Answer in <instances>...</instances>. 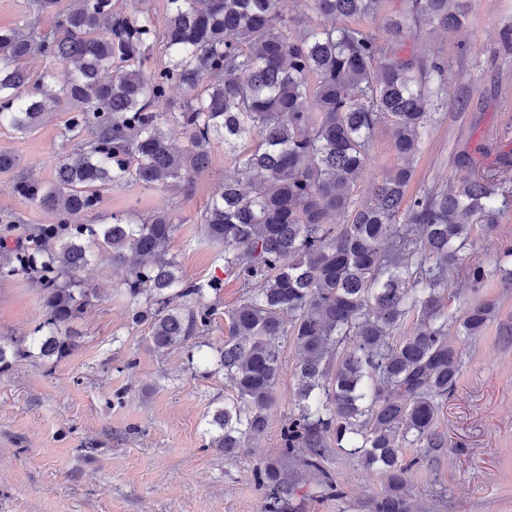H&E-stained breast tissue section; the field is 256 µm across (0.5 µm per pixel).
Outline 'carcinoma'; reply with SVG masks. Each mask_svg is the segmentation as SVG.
<instances>
[{
	"mask_svg": "<svg viewBox=\"0 0 512 512\" xmlns=\"http://www.w3.org/2000/svg\"><path fill=\"white\" fill-rule=\"evenodd\" d=\"M401 2L375 30L364 21L383 0H296L322 18L298 29L285 0H167L159 29L118 0H30L22 21L0 29V126L26 134L48 114L68 112L61 138L71 150L53 180L13 182L15 194L56 221L24 230L0 261L1 279L27 276L41 288L38 357L57 362L76 347L72 324L96 298L80 272L96 248L128 264L132 322L148 326L155 348L205 335L221 285L179 275L166 251L174 215L70 218L126 183L187 195L216 147L234 161L198 220L244 290L225 313L228 336L213 357L236 398L212 416V447L234 457L264 433L282 340L299 356L297 412L282 428L278 457L254 468L263 512H302L296 490L305 475L322 496H339L325 466L335 447L387 477L368 512H410L405 486L415 461L402 448L445 444L438 412L463 368L449 336L474 339L494 315L479 302L450 315L448 301L453 271L475 287L489 274L466 246L473 225L500 224L509 213L502 186L478 177L407 197L432 110L448 101L442 61L416 55L408 40L423 23L460 31L470 0ZM45 13L56 24L41 30ZM158 46L167 62L155 67ZM32 56L61 68L36 75L23 65ZM173 86L183 102L167 109ZM382 124L398 164L358 203ZM170 128L181 146L170 143ZM411 315L415 328L399 335ZM31 356L22 343L1 342L0 373Z\"/></svg>",
	"mask_w": 512,
	"mask_h": 512,
	"instance_id": "cac0c4a2",
	"label": "carcinoma"
}]
</instances>
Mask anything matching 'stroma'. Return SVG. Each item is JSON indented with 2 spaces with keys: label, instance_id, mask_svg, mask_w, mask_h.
Here are the masks:
<instances>
[{
  "label": "stroma",
  "instance_id": "obj_1",
  "mask_svg": "<svg viewBox=\"0 0 512 512\" xmlns=\"http://www.w3.org/2000/svg\"><path fill=\"white\" fill-rule=\"evenodd\" d=\"M467 28L423 35L416 52L440 57L454 100L436 109L414 162L410 195L447 182L492 176L512 151V0H473ZM464 97L465 111L455 99ZM66 112L53 113L20 135L0 127V149L11 151L19 172L51 181L62 151L59 132ZM233 165L215 148L209 168L190 195L123 184L103 194L98 209L76 216L79 224H104L112 213L146 218L173 212L179 226L167 253L184 279L220 277L223 311L204 346L187 343L155 350L147 326L131 321L122 293L126 276L100 251L83 273L99 297L75 325L74 351L52 363L31 357L0 374V512H262L253 469L278 455L281 428L293 412L297 350L281 344L282 371L263 435L230 459L213 448L214 411L235 392L207 363L228 331L225 311L243 297L239 281L217 261V245L203 237L199 212ZM0 210L25 225L50 224L51 212L13 191V175L0 174ZM474 261L491 271L479 288L452 279L451 313L489 302L496 315L482 336L460 342L465 361L454 395L441 408L438 429L448 439L423 454L409 474L414 512H512V281L495 273L497 257L512 252V222L475 233ZM43 317L41 291L26 277L0 279V340L30 341ZM343 499L320 497L313 481L299 493L305 512H367V498L381 493L384 475L335 452L329 464Z\"/></svg>",
  "mask_w": 512,
  "mask_h": 512
}]
</instances>
